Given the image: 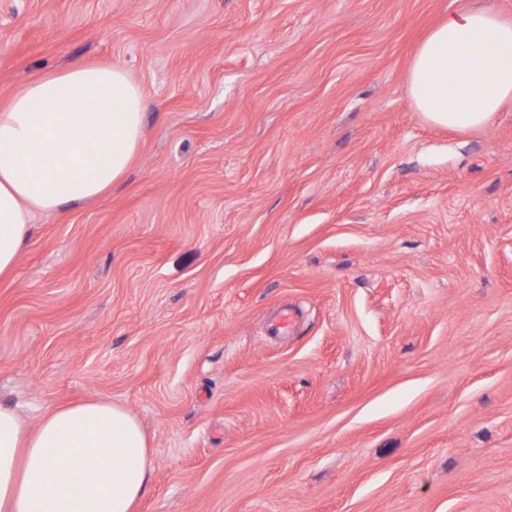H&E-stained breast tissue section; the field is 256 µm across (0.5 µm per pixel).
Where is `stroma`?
I'll return each instance as SVG.
<instances>
[{
  "label": "stroma",
  "mask_w": 512,
  "mask_h": 512,
  "mask_svg": "<svg viewBox=\"0 0 512 512\" xmlns=\"http://www.w3.org/2000/svg\"><path fill=\"white\" fill-rule=\"evenodd\" d=\"M512 0H0V107L126 69L141 146L0 279V401L109 398L136 512H512V104L426 122L417 43ZM297 319L270 332L281 310Z\"/></svg>",
  "instance_id": "1"
}]
</instances>
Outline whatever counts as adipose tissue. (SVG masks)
<instances>
[{
  "mask_svg": "<svg viewBox=\"0 0 512 512\" xmlns=\"http://www.w3.org/2000/svg\"><path fill=\"white\" fill-rule=\"evenodd\" d=\"M407 85L431 124L487 125L512 103V19L483 8L450 15L417 46ZM143 124L141 89L113 64L47 73L0 107V278L13 273L35 214L96 199L124 176ZM53 181L62 190H49ZM152 473L151 441L121 404L63 405L33 426L0 403V512H135Z\"/></svg>",
  "mask_w": 512,
  "mask_h": 512,
  "instance_id": "ef3b65f1",
  "label": "adipose tissue"
}]
</instances>
